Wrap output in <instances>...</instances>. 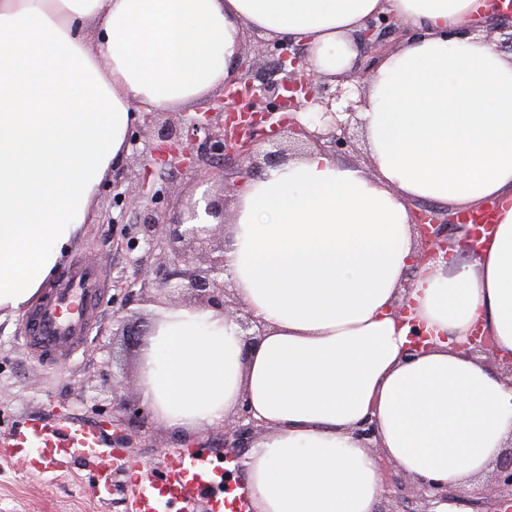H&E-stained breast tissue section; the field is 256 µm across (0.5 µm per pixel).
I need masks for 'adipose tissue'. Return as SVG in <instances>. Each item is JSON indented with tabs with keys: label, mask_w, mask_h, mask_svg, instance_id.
<instances>
[{
	"label": "adipose tissue",
	"mask_w": 512,
	"mask_h": 512,
	"mask_svg": "<svg viewBox=\"0 0 512 512\" xmlns=\"http://www.w3.org/2000/svg\"><path fill=\"white\" fill-rule=\"evenodd\" d=\"M477 0H0V319L24 310L96 219L133 104L181 111L236 74L243 29L304 44L336 76L369 17L416 30L358 117L372 172L312 147L241 181L224 274L264 326L244 352L211 308H164L139 392L189 431L241 406L254 512H376L364 420L400 472L471 496L512 446V379L464 355L475 327L512 356V53L467 35ZM496 206L489 241L416 264L414 203ZM406 300L407 313L395 304ZM425 337L413 349L410 334Z\"/></svg>",
	"instance_id": "adipose-tissue-1"
}]
</instances>
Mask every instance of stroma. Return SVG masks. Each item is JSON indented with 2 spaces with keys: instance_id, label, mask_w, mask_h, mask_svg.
Segmentation results:
<instances>
[{
  "instance_id": "obj_1",
  "label": "stroma",
  "mask_w": 512,
  "mask_h": 512,
  "mask_svg": "<svg viewBox=\"0 0 512 512\" xmlns=\"http://www.w3.org/2000/svg\"><path fill=\"white\" fill-rule=\"evenodd\" d=\"M130 142L128 155L100 192L95 222L87 225L69 256L73 263L93 260L108 277L101 312L90 326L85 348L72 361L53 365L24 346L25 314L0 320V437L30 419L70 416L88 423L111 422L113 380L137 378L141 365L140 348L112 335L113 314L123 300L117 282L135 274L132 245L137 224L148 210L161 222H173L204 182L218 204L228 207L234 200L231 185L240 170L236 156L208 166L204 180L191 172L158 167L151 127H137ZM220 434L214 427L189 437L202 444L211 468L221 472L226 464ZM189 437L153 417L134 434L128 453L148 464L159 462L184 447ZM137 477L125 466H113L112 495L104 503L81 457H73L68 470L57 474L0 460V512H122L123 499Z\"/></svg>"
}]
</instances>
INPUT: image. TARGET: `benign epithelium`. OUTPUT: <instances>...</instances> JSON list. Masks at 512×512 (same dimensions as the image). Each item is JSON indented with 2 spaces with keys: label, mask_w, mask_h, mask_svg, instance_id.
<instances>
[{
  "label": "benign epithelium",
  "mask_w": 512,
  "mask_h": 512,
  "mask_svg": "<svg viewBox=\"0 0 512 512\" xmlns=\"http://www.w3.org/2000/svg\"><path fill=\"white\" fill-rule=\"evenodd\" d=\"M411 35L410 28L404 22L392 15L384 14L370 18L365 22L364 28L356 35L361 50L370 55L369 61L363 68H353L337 79L335 90H330L328 78L309 68L305 61L304 50L295 46L294 41H259L255 46L256 53L267 52L272 48L288 47V51L281 54L278 59V72L283 74L279 80L266 81L258 87L259 93L245 103H240V87L252 85V76L255 62L249 55L243 53L238 59L240 76L237 78L239 88H224L225 104L229 112L242 110L250 112L263 106H268L270 100L288 99V109L296 111L304 103L316 108L320 119L333 117L327 132L310 130L299 123H290L288 128L305 138V141L335 154L348 146L352 141L355 128V107L358 101H348L342 110L333 108V103L340 100L344 94L341 83L352 82L358 91H363V82L367 75L373 71L380 59L388 52L390 45L388 38L393 36L400 41ZM346 115V119H337V114ZM272 113H262V118L254 119L249 125L248 133L243 135L239 127L225 124L216 130L212 127L211 115L207 114L201 119L190 121L187 126H177L167 123L157 127L155 137L158 143L154 150L157 164L163 168L172 167L194 171L204 170V158L194 151L192 141L199 132H204L206 139L215 140L213 150L221 155L227 151L239 158L241 164L253 160L256 147L260 144L272 143L277 128L283 122L276 121L270 124V131L259 128L263 121L271 119ZM413 223L420 250L418 262H423L437 255L448 236L466 227L460 213H452L430 207L418 208L413 211ZM139 232L146 247L153 250L167 240L169 253L165 260L156 266H147L137 261L136 275L127 282L126 301H145L146 292L151 287L164 290L170 294H179L185 290L192 291L198 299V306L215 308L225 315L233 318L243 331L244 351H249L259 343L264 334L263 325L249 312L236 302L233 296L224 289V247L212 249L200 256L188 250V247L215 237V228L212 225L184 224L177 222L164 224L158 222L152 214H147L139 224ZM127 305H122L114 315V319L122 324L118 335L129 340L143 335V332L129 324V316L122 315ZM466 353L484 355L486 358L498 362L503 373L512 377V357L498 359L494 346L487 338L475 339L465 348ZM123 395L112 404V417L124 425L139 426L148 419L150 411L140 404V395L137 385L131 380L118 382ZM261 425L253 420L248 405L244 404L236 415L228 418L222 425L224 437V458L238 460L249 448L250 441ZM416 498L421 507L414 512H437L436 507L446 504L452 496L448 487L440 483H423L417 486Z\"/></svg>",
  "instance_id": "1"
}]
</instances>
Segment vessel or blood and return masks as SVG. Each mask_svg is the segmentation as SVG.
I'll use <instances>...</instances> for the list:
<instances>
[{
    "label": "vessel or blood",
    "mask_w": 512,
    "mask_h": 512,
    "mask_svg": "<svg viewBox=\"0 0 512 512\" xmlns=\"http://www.w3.org/2000/svg\"><path fill=\"white\" fill-rule=\"evenodd\" d=\"M107 283L95 264L74 265L52 295L39 303L26 321L25 340L39 356L56 362L71 360L85 345L91 321ZM106 429L61 417L51 422H23L0 442V460L23 459L32 468L67 470L74 451H81L94 470L100 497L112 491L114 449L104 442ZM210 496L212 512H246L245 499L226 498L202 450L187 449L170 456L157 479L132 485L126 512H186L200 493Z\"/></svg>",
    "instance_id": "1"
}]
</instances>
